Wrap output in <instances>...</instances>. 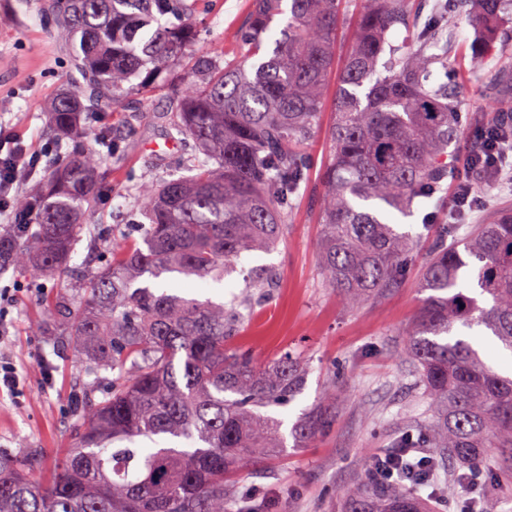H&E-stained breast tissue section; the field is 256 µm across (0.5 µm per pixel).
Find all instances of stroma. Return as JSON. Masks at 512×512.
<instances>
[{
  "label": "stroma",
  "instance_id": "1",
  "mask_svg": "<svg viewBox=\"0 0 512 512\" xmlns=\"http://www.w3.org/2000/svg\"><path fill=\"white\" fill-rule=\"evenodd\" d=\"M249 6L250 0H211L195 16L197 34L187 57L229 50L233 35L245 28ZM480 37L469 16L448 25V68H464L468 89L462 133L453 145L462 162L495 117L492 103L501 86L502 63L512 64V24L501 35L497 58L458 64L457 49H472ZM70 70L67 44L49 27L42 0H0V123L14 127L33 148L53 143L45 107L68 88ZM153 82L156 89L149 97L123 95L122 111L98 108L83 116L87 144H95L104 132L115 150L105 160L108 176L84 218L66 273L35 280L10 271L0 274V286L18 290L14 325L0 343V353L15 359L25 381L21 397L0 394L2 453L38 449L48 461L58 460L72 444L75 399L87 390L105 389L113 378L109 370L88 373L72 361L65 337L45 335L36 325L57 294L86 285L96 269L93 256L104 254L113 238L133 233V186L180 170L191 152L187 145L166 156L146 151V143H160L173 134L166 117L165 78L158 75ZM319 193V172L314 169L275 251L243 254L237 272L223 285L194 282L185 292L189 298L228 302L245 290V271L261 265L276 270V288L240 324L234 343L261 361L289 349L308 357L311 372L304 391L290 404L271 410L282 420L283 432H290L327 381L342 384L333 421L308 448L289 451L276 465L243 460L238 487L249 496L254 512H268L273 503L283 512H338L337 489L372 471L402 434L421 438L430 424L428 400L410 366L398 358L421 299L417 282L422 262L412 261L400 287L349 309L325 286L318 265ZM478 195L483 205L469 213L467 223L484 224L512 208V173L503 172ZM48 372L53 375L49 385L44 382ZM461 474L455 463H442L416 491L432 512H463L469 504L477 512H512V479L505 473L486 466L473 483L462 482Z\"/></svg>",
  "mask_w": 512,
  "mask_h": 512
}]
</instances>
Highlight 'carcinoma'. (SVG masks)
<instances>
[{"label": "carcinoma", "instance_id": "cac0c4a2", "mask_svg": "<svg viewBox=\"0 0 512 512\" xmlns=\"http://www.w3.org/2000/svg\"><path fill=\"white\" fill-rule=\"evenodd\" d=\"M200 0H44L50 26L69 42L83 89L46 105L54 130L84 135L79 114L121 108L142 69L176 73ZM358 11L357 30L336 87L334 122L321 173L319 266L351 308L403 280L422 234L390 223L438 196L455 174L449 147L459 134L467 91L448 83V10L419 26L422 0H252L239 56H199L190 75L170 81L168 112L194 148L192 164L161 182L136 185L142 240L112 239L110 261L74 295L50 304L39 328L70 339L77 360L118 371L99 401L82 405L71 448L43 485L35 450L0 455V512H234L235 472L245 458L286 455L282 421L267 409L292 402L308 368L285 353L264 364L233 346L239 322L277 283L275 270L250 272L254 291L225 305L185 298L177 274L221 284L245 252H270L307 180L305 145L325 104L341 15ZM174 14L185 23L163 22ZM512 0H474L485 33L481 54L497 55L496 35ZM407 37L395 45L389 33ZM253 61L246 69L247 61ZM495 121L474 158L475 176L497 180L485 156L512 145V92L494 100ZM103 154L87 146L57 158L30 196L14 199L24 232L11 247L16 271L61 273L103 180ZM419 288L427 292L400 358L429 402L424 452L400 439L387 465L397 479L368 473L336 491L341 512H425L406 481L435 468L439 453L463 468L494 461L512 469V374L494 370L480 349L489 332L512 353V211L476 224H438ZM331 381L292 428L306 448L336 405ZM137 437L183 438L190 447L117 448Z\"/></svg>", "mask_w": 512, "mask_h": 512}]
</instances>
